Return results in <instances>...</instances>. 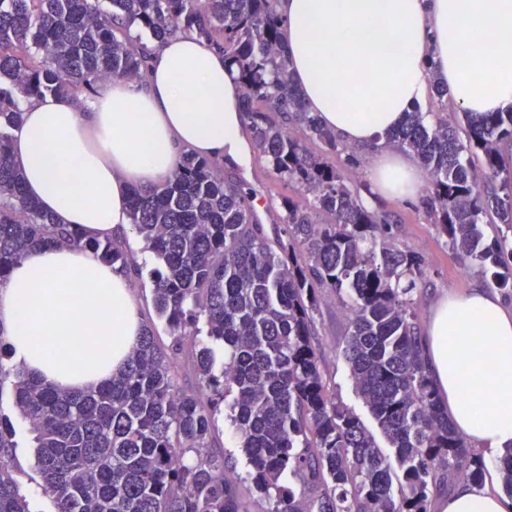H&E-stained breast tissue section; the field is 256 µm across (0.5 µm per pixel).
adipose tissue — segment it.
Wrapping results in <instances>:
<instances>
[{"label":"adipose tissue","mask_w":512,"mask_h":512,"mask_svg":"<svg viewBox=\"0 0 512 512\" xmlns=\"http://www.w3.org/2000/svg\"><path fill=\"white\" fill-rule=\"evenodd\" d=\"M294 82L348 144L377 147L367 178L412 201L426 178L385 146L440 79L468 112L512 106V0H274ZM25 190L59 223L100 238L129 230L135 187H159L184 153L245 161L241 89L224 55L196 37L159 43L145 79L94 99L47 95L12 132ZM129 274L68 245L28 254L0 286V341L13 363L62 389L119 373L141 336ZM428 367L456 429L482 448L512 444V306L484 288L444 294L423 327ZM436 512H512V497L460 482Z\"/></svg>","instance_id":"ef3b65f1"}]
</instances>
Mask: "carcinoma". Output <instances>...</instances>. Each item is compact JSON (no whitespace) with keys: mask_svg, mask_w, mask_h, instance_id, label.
<instances>
[{"mask_svg":"<svg viewBox=\"0 0 512 512\" xmlns=\"http://www.w3.org/2000/svg\"><path fill=\"white\" fill-rule=\"evenodd\" d=\"M273 2L0 0V285L42 246L90 249L127 266L126 242L60 225L26 195L11 130L34 99L143 78L145 38L191 34L224 51L255 146L301 195L285 200L282 235L271 240L252 189L208 158L186 153L165 185L131 190L130 225L153 254L150 285L172 346L190 329L224 347L219 371L214 351L201 350L200 391L178 386L148 329L120 375L73 393L29 375L0 346V390L12 388L54 512H248L224 455L209 452L226 402L271 512H430L450 482H483L422 354L423 260L397 246L393 225L351 185L349 171L371 149L341 142L306 109ZM461 115L462 136L457 117L428 121L416 106L389 145L429 173L422 209L455 257L512 292V173L498 162L501 145L512 144V107ZM487 218L497 223L490 239ZM325 291L349 299L342 355L385 450L320 368L314 314ZM17 447L0 410V512H31L10 470ZM498 471L512 495V445Z\"/></svg>","mask_w":512,"mask_h":512,"instance_id":"1","label":"carcinoma"}]
</instances>
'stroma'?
Returning <instances> with one entry per match:
<instances>
[{
	"label": "stroma",
	"mask_w": 512,
	"mask_h": 512,
	"mask_svg": "<svg viewBox=\"0 0 512 512\" xmlns=\"http://www.w3.org/2000/svg\"><path fill=\"white\" fill-rule=\"evenodd\" d=\"M234 178L256 191L254 210L265 227L278 223L282 197L293 195L294 190L273 173L261 154H252L247 165L236 166ZM378 212L393 224L397 241L402 249L419 252L425 261L426 276L417 293V315L426 318L433 299L441 294L462 291L483 283V276L476 268L459 262L451 253L444 237L430 223L419 204L395 201L382 202ZM139 314L145 326L151 328L158 346L165 350L166 361L178 385L185 390L198 387L194 367L199 351L208 346V339L186 335L181 350L171 348L169 330L164 319L157 314L152 289L147 277L134 279ZM348 312L335 297H325L315 315L314 331L320 364L325 376L336 386L338 400L356 412L362 420L370 415L357 395L348 367L340 349L346 332ZM19 446L15 452L14 474L20 482L32 512H50L51 501L43 491L42 480L34 468L32 449L27 448L28 427L22 420L14 422ZM212 449L224 454L229 472L235 478L241 500L248 512H268L270 504L257 493L249 479L246 456L238 446L234 428L227 416H220L213 434Z\"/></svg>",
	"instance_id": "35a3bbf8"
}]
</instances>
